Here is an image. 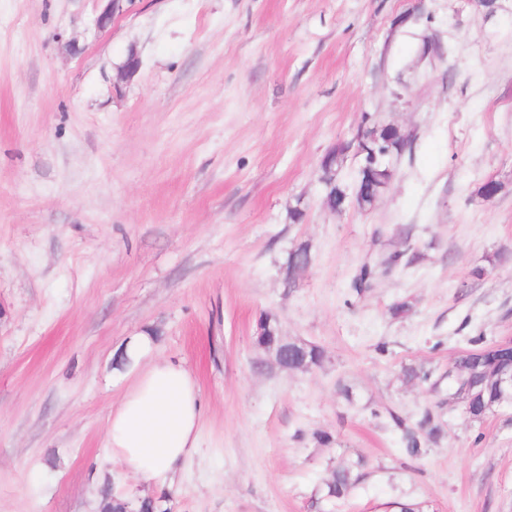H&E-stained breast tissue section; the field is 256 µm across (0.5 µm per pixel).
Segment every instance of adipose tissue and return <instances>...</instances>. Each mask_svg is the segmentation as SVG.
<instances>
[{
  "label": "adipose tissue",
  "instance_id": "1",
  "mask_svg": "<svg viewBox=\"0 0 512 512\" xmlns=\"http://www.w3.org/2000/svg\"><path fill=\"white\" fill-rule=\"evenodd\" d=\"M153 347L148 336L125 347V356L145 366L113 410L107 439L120 470L166 481L198 446L201 404L184 366L151 359Z\"/></svg>",
  "mask_w": 512,
  "mask_h": 512
}]
</instances>
